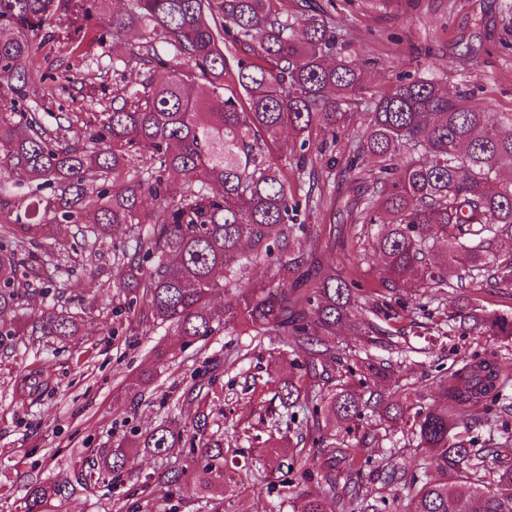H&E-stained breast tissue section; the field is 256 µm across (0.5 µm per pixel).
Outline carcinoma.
<instances>
[{"label": "carcinoma", "mask_w": 512, "mask_h": 512, "mask_svg": "<svg viewBox=\"0 0 512 512\" xmlns=\"http://www.w3.org/2000/svg\"><path fill=\"white\" fill-rule=\"evenodd\" d=\"M104 0H0V98L28 97L36 82L37 48L30 35L52 21L67 23L78 37ZM282 0H131L124 14L108 19L112 37L140 26L148 36L135 55L142 65L169 67L162 82L138 83L112 99L107 112L89 120L88 143H69L49 130L36 112L0 115V168L22 171L53 190L28 204L24 214L0 224V315L50 287L28 288L18 276L24 238L15 226L40 228L45 221L79 224L95 212L103 238L118 224H148L113 281L129 306L144 305L156 321L169 323L187 342L220 329L245 327L256 336L281 334L304 353L299 370L283 381L279 399L287 410L303 408L318 436L317 453L346 471L325 478L315 492L300 494L302 512H336L345 498L359 512H381L379 501L360 495L366 466L361 452L329 441L325 430L367 409L399 425L416 442L422 462L410 475L414 512H512V440L495 449L457 432L450 412L461 406L508 428L512 402L507 374L494 351L463 357L439 380L437 403L416 394L401 400L374 389L391 365L366 358L361 386L339 377L318 389L336 356V328L356 323L369 333L385 330L357 317L359 299L378 293L384 316L395 306L427 310L425 296L447 288H512V251L495 249L512 238V112H491L461 92L450 96L430 78L399 82L370 96L365 127L346 159L361 182L348 203L353 224L382 226L375 237L385 272L381 287L359 288L323 265L313 234L300 220V203L286 169L265 152L291 136L289 165L308 174V200L321 190L317 163L336 166V145L357 115L366 93L370 62L345 54L335 29L316 11L292 17ZM372 165H367V161ZM142 165L133 169L132 163ZM156 208L147 213L143 198ZM264 263L265 282L243 283L250 266ZM455 269L457 280H448ZM224 293V321L209 304ZM470 319L490 336L512 338V316L472 312ZM33 331L76 336L80 325L53 306L40 309ZM183 433L161 424L134 440L103 448L90 469L115 482L127 449L166 455L182 447ZM206 464L189 478L196 486L228 485L223 450L201 446ZM68 487L33 484L24 512H51V500Z\"/></svg>", "instance_id": "obj_1"}]
</instances>
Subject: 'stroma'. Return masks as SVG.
<instances>
[{
    "label": "stroma",
    "instance_id": "35a3bbf8",
    "mask_svg": "<svg viewBox=\"0 0 512 512\" xmlns=\"http://www.w3.org/2000/svg\"><path fill=\"white\" fill-rule=\"evenodd\" d=\"M340 35L347 53L374 61L367 73L370 92L419 77L436 80L448 93L469 89L491 111L512 112V0H402L395 10L378 11L364 0H316ZM141 37L132 30L120 41L87 36L72 44L64 34L43 43L36 65L47 76L45 94L28 97L24 108L43 114L48 128L69 114L106 111L128 82L145 76L162 79L163 68H143L133 54ZM364 128L354 118L337 147L335 169H321L327 188L322 205L307 211L308 224L321 236L320 260L340 271H354L374 284L383 267L370 236H356L345 205L355 193L342 166ZM93 216L79 224H57L39 231L40 262L56 268L55 283L64 294L58 309L79 317V335L49 340L32 334L39 301L0 321L16 330L10 347H0V512H21L31 482L76 483L79 462H91L100 449L124 436H141L176 421L183 445L169 455L132 449L121 483L94 480L73 494L56 498L57 512H299V495L316 489L324 470L311 453L305 427H289L276 396L296 355L284 336L256 337L224 329L186 342L174 328L141 322L113 286L124 255L133 253L144 225L122 224L108 237L94 233ZM469 289L450 291L436 313L404 312L395 320L374 316L363 299L357 314L382 325L374 343L348 327L336 332V374H345L361 350L389 359L394 373L378 388L417 390L423 404L433 403L439 377L460 355L497 351L512 375V339L462 334L458 308ZM441 323L445 333L432 332ZM154 381L141 388L145 371ZM208 435L224 449V465L235 473L230 486L198 490L166 482L170 471H190L204 460L192 435L200 415ZM337 438L362 445L370 469L394 455L414 466L419 453L396 425L378 413L340 424ZM302 452V465L290 467L282 441ZM315 479L305 482L302 470Z\"/></svg>",
    "mask_w": 512,
    "mask_h": 512
}]
</instances>
